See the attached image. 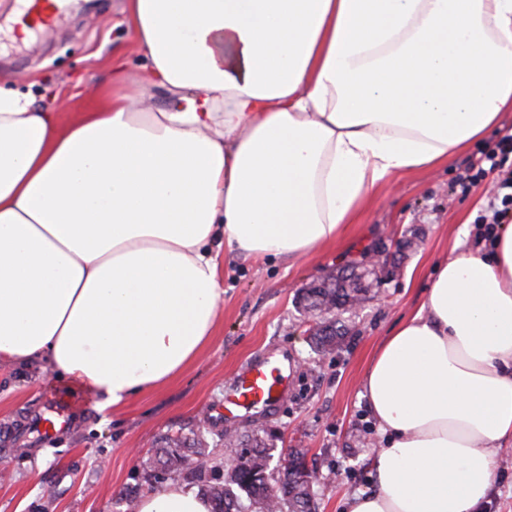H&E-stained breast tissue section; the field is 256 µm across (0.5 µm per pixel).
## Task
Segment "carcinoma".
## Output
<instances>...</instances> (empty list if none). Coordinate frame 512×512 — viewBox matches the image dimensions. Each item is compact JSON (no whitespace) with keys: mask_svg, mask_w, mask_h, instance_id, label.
Masks as SVG:
<instances>
[{"mask_svg":"<svg viewBox=\"0 0 512 512\" xmlns=\"http://www.w3.org/2000/svg\"><path fill=\"white\" fill-rule=\"evenodd\" d=\"M362 292L364 289L350 287L340 275L324 279L320 286L305 290L303 308L317 315L339 312L353 305ZM343 328L334 319L325 322L314 336L317 351L324 356L330 354L336 339L343 336ZM220 439L224 440V447L239 449V468L224 473L202 440L189 443L167 436L149 459L145 482L151 485L179 477L209 497L213 512H244L240 507L241 492L250 501V512H317L314 483L307 472L303 450L292 449L288 453V467L274 479L268 467L269 444L264 439L232 430L222 432Z\"/></svg>","mask_w":512,"mask_h":512,"instance_id":"1","label":"carcinoma"}]
</instances>
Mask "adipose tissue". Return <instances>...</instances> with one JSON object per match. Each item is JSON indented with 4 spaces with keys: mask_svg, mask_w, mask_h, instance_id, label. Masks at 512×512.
<instances>
[{
    "mask_svg": "<svg viewBox=\"0 0 512 512\" xmlns=\"http://www.w3.org/2000/svg\"><path fill=\"white\" fill-rule=\"evenodd\" d=\"M145 64L62 119L0 86V364L122 407L212 345L221 254L342 241L392 174L512 111V0H128ZM167 91L164 107L143 91ZM382 442L344 512H476L512 447V224L442 263L375 350ZM135 512H212L176 481Z\"/></svg>",
    "mask_w": 512,
    "mask_h": 512,
    "instance_id": "1",
    "label": "adipose tissue"
}]
</instances>
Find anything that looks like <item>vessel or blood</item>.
Instances as JSON below:
<instances>
[{"mask_svg": "<svg viewBox=\"0 0 512 512\" xmlns=\"http://www.w3.org/2000/svg\"><path fill=\"white\" fill-rule=\"evenodd\" d=\"M293 380L287 356L270 352L255 355L224 388V400L207 410L210 426L235 424L246 415L270 414L282 404Z\"/></svg>", "mask_w": 512, "mask_h": 512, "instance_id": "obj_1", "label": "vessel or blood"}]
</instances>
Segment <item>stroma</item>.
I'll return each mask as SVG.
<instances>
[{
  "mask_svg": "<svg viewBox=\"0 0 512 512\" xmlns=\"http://www.w3.org/2000/svg\"><path fill=\"white\" fill-rule=\"evenodd\" d=\"M14 0H0V82L29 91L36 106L63 116L95 106L112 84V65L127 74L143 64L122 21L127 0H72L69 10L28 43L13 41ZM512 134V112L448 165L394 175L360 213L348 238L297 261L225 254L224 308L214 344L183 377L119 410L98 411L96 396L72 388L41 364L0 365V512H135L131 487L161 439L193 437L207 406L222 400L238 367L260 351L287 354L296 368L278 412L239 422L273 444L271 470L292 448L315 468L319 512H342L345 497L370 489L377 424L362 396V377L382 339L422 304L436 266L454 245L487 238L482 219L503 195L498 172L474 167ZM388 264L361 303L339 314L347 332L329 356L312 342L303 288L360 266L380 251ZM69 409L66 426L42 434L40 417Z\"/></svg>",
  "mask_w": 512,
  "mask_h": 512,
  "instance_id": "35a3bbf8",
  "label": "stroma"
}]
</instances>
